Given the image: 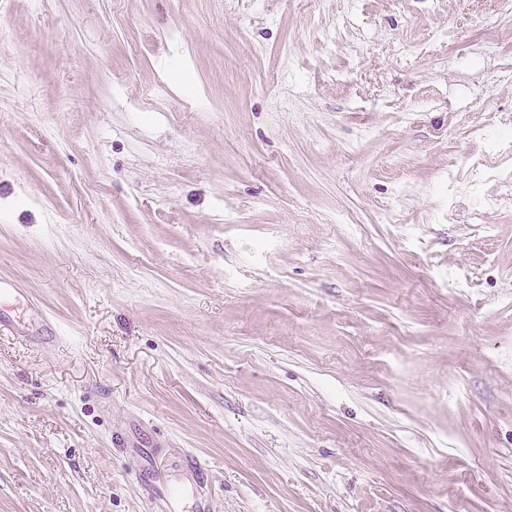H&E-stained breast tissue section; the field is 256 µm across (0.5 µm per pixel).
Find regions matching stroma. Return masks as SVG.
Instances as JSON below:
<instances>
[{"label": "stroma", "mask_w": 512, "mask_h": 512, "mask_svg": "<svg viewBox=\"0 0 512 512\" xmlns=\"http://www.w3.org/2000/svg\"><path fill=\"white\" fill-rule=\"evenodd\" d=\"M0 23V512H512V0Z\"/></svg>", "instance_id": "35a3bbf8"}]
</instances>
